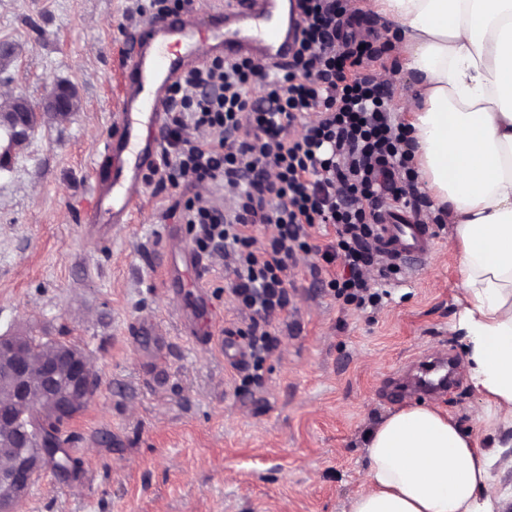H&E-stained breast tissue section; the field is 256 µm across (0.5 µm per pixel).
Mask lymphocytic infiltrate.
<instances>
[{
	"label": "lymphocytic infiltrate",
	"instance_id": "1",
	"mask_svg": "<svg viewBox=\"0 0 512 512\" xmlns=\"http://www.w3.org/2000/svg\"><path fill=\"white\" fill-rule=\"evenodd\" d=\"M297 6L286 68L208 59L172 86L166 118L161 178L188 191L182 219L198 255L224 263L256 368L272 350L268 326L288 304L298 253L319 257L312 271L341 306L378 309L379 284L400 271L379 247L382 212L420 209L410 129L394 122L371 73L382 52L355 30L358 8ZM202 185L209 196L197 194ZM224 191L232 209L214 199ZM262 226L275 232L261 244ZM329 227L333 239L322 240Z\"/></svg>",
	"mask_w": 512,
	"mask_h": 512
}]
</instances>
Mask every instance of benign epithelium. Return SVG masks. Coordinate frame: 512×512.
I'll use <instances>...</instances> for the list:
<instances>
[{"instance_id":"1","label":"benign epithelium","mask_w":512,"mask_h":512,"mask_svg":"<svg viewBox=\"0 0 512 512\" xmlns=\"http://www.w3.org/2000/svg\"><path fill=\"white\" fill-rule=\"evenodd\" d=\"M75 91L56 84L39 106L22 95L14 97L0 115L7 117L9 136L23 141L33 130L31 114L73 111ZM27 337L19 333L0 336V441L14 448L12 460L0 466V512H15L47 467L49 455L30 447L31 433L17 427L13 409H23L30 418L68 417L78 413L93 398L96 376L88 356L73 345H60L41 358L26 350Z\"/></svg>"}]
</instances>
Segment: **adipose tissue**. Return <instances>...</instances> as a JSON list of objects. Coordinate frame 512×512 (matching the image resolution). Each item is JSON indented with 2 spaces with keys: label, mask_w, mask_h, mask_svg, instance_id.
Masks as SVG:
<instances>
[{
  "label": "adipose tissue",
  "mask_w": 512,
  "mask_h": 512,
  "mask_svg": "<svg viewBox=\"0 0 512 512\" xmlns=\"http://www.w3.org/2000/svg\"><path fill=\"white\" fill-rule=\"evenodd\" d=\"M413 73L418 179L447 207L472 388L512 417V0H372ZM350 512H500L495 463L448 414L408 405L367 435Z\"/></svg>",
  "instance_id": "ef3b65f1"
}]
</instances>
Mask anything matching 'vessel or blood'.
<instances>
[{
    "instance_id": "1",
    "label": "vessel or blood",
    "mask_w": 512,
    "mask_h": 512,
    "mask_svg": "<svg viewBox=\"0 0 512 512\" xmlns=\"http://www.w3.org/2000/svg\"><path fill=\"white\" fill-rule=\"evenodd\" d=\"M295 13L288 0H207L199 17L172 14L137 28L124 50L119 110L92 168V198L84 223H132L146 179L162 155L172 84L213 56H248L285 67L298 38ZM379 233L386 253L410 269L424 265L434 250L426 225L400 210L384 212ZM182 258V265L163 267L169 287L183 286L181 267L195 272L203 267L190 250H183Z\"/></svg>"
}]
</instances>
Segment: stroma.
<instances>
[{
  "label": "stroma",
  "instance_id": "obj_1",
  "mask_svg": "<svg viewBox=\"0 0 512 512\" xmlns=\"http://www.w3.org/2000/svg\"><path fill=\"white\" fill-rule=\"evenodd\" d=\"M137 0H0V97L40 104L57 83L78 109L42 114L29 137H0V334L60 339L87 354L97 378L70 421L77 478L45 470L19 512H348L363 487L365 438L411 403L440 408L484 448L488 430L453 327L464 294L449 224L436 251L392 280L374 313L344 309L307 262L269 327L274 350L243 384L220 338L237 322L224 267L200 284L210 336L182 324L189 289H171L149 250L191 246L175 190L149 183L130 229L86 224L91 166L119 102V50L150 24ZM176 225V240L165 238ZM453 362L455 384L423 392L429 362Z\"/></svg>",
  "mask_w": 512,
  "mask_h": 512
}]
</instances>
